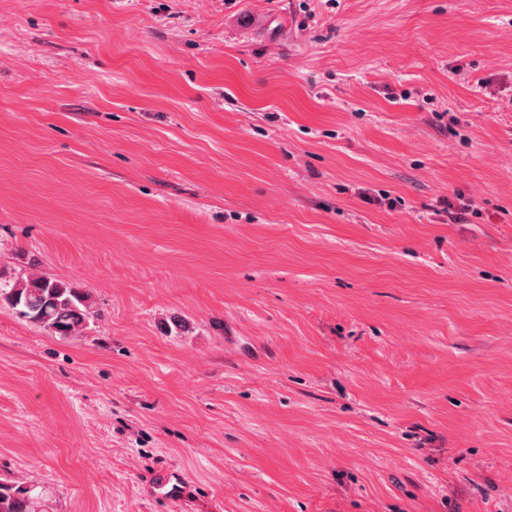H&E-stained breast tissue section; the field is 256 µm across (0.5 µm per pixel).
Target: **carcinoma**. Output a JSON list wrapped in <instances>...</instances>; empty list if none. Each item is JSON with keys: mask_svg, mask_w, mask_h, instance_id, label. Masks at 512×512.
I'll return each mask as SVG.
<instances>
[{"mask_svg": "<svg viewBox=\"0 0 512 512\" xmlns=\"http://www.w3.org/2000/svg\"><path fill=\"white\" fill-rule=\"evenodd\" d=\"M33 325L67 337L80 334L93 317L89 296L47 273L0 282V304ZM0 512H44L38 496L19 483L0 481Z\"/></svg>", "mask_w": 512, "mask_h": 512, "instance_id": "cac0c4a2", "label": "carcinoma"}]
</instances>
